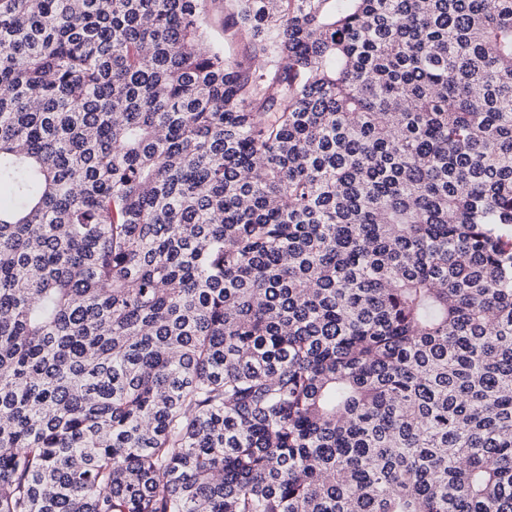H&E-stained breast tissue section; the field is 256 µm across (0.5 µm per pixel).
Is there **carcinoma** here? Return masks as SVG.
Wrapping results in <instances>:
<instances>
[{"label":"carcinoma","instance_id":"1","mask_svg":"<svg viewBox=\"0 0 512 512\" xmlns=\"http://www.w3.org/2000/svg\"><path fill=\"white\" fill-rule=\"evenodd\" d=\"M3 189L0 512H512V0H0ZM224 8L221 9V6H211L209 11V19H210V37L216 42H224V50L226 54L236 55L241 53L242 46L238 45L236 42H231L230 40L224 41Z\"/></svg>","mask_w":512,"mask_h":512}]
</instances>
